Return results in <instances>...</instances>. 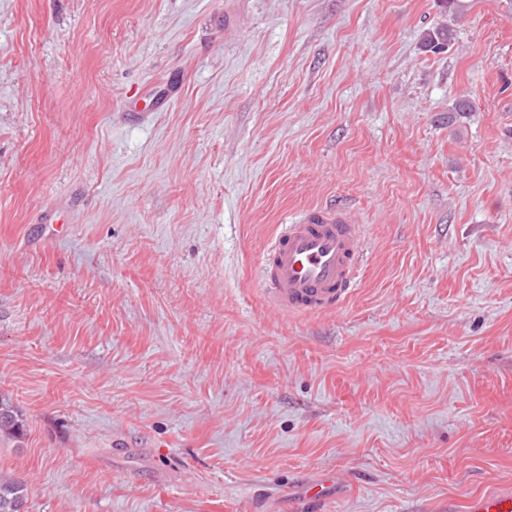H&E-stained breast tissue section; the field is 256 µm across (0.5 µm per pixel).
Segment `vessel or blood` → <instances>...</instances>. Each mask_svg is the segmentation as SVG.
Masks as SVG:
<instances>
[{"instance_id":"b4317fda","label":"vessel or blood","mask_w":512,"mask_h":512,"mask_svg":"<svg viewBox=\"0 0 512 512\" xmlns=\"http://www.w3.org/2000/svg\"><path fill=\"white\" fill-rule=\"evenodd\" d=\"M364 258L362 225L349 209H309L281 225L260 270L268 303L286 313L323 312L353 292ZM449 512H512V491L473 496Z\"/></svg>"}]
</instances>
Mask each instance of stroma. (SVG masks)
<instances>
[{"instance_id":"35a3bbf8","label":"stroma","mask_w":512,"mask_h":512,"mask_svg":"<svg viewBox=\"0 0 512 512\" xmlns=\"http://www.w3.org/2000/svg\"><path fill=\"white\" fill-rule=\"evenodd\" d=\"M471 2L433 54L437 0H0V396L26 423L0 475L24 512L512 490V0ZM325 206L366 229L356 290L282 313L267 246Z\"/></svg>"}]
</instances>
